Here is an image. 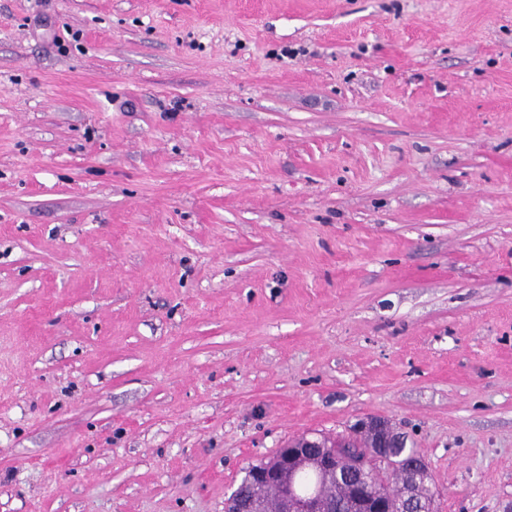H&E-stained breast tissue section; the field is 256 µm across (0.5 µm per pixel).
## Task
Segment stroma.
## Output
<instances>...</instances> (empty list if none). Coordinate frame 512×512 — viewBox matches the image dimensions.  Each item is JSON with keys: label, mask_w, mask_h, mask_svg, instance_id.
I'll return each mask as SVG.
<instances>
[{"label": "stroma", "mask_w": 512, "mask_h": 512, "mask_svg": "<svg viewBox=\"0 0 512 512\" xmlns=\"http://www.w3.org/2000/svg\"><path fill=\"white\" fill-rule=\"evenodd\" d=\"M370 414L512 512V0H0V512Z\"/></svg>", "instance_id": "1"}]
</instances>
